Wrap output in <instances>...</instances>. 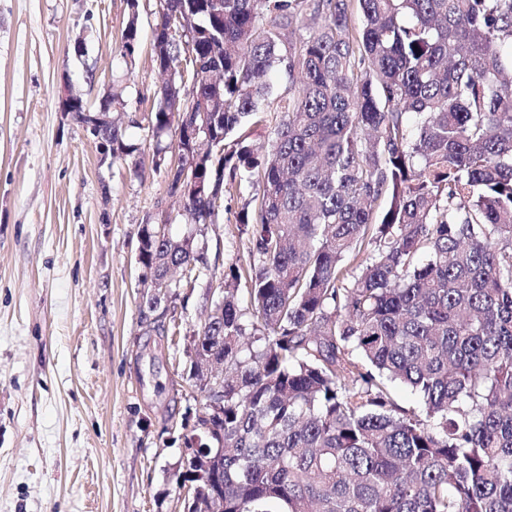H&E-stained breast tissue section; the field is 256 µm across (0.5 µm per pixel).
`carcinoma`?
Returning <instances> with one entry per match:
<instances>
[{"label": "carcinoma", "mask_w": 512, "mask_h": 512, "mask_svg": "<svg viewBox=\"0 0 512 512\" xmlns=\"http://www.w3.org/2000/svg\"><path fill=\"white\" fill-rule=\"evenodd\" d=\"M160 6L153 136L174 109L197 126L170 191L212 224L217 185L255 187L249 262L198 334L224 354V414L191 430L224 448V512H512V0ZM99 135L120 158L119 125ZM139 261L156 279L207 265L154 224ZM187 482L205 512L189 464Z\"/></svg>", "instance_id": "obj_1"}]
</instances>
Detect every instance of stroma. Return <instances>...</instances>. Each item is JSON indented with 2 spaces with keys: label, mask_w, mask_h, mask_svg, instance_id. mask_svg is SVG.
Instances as JSON below:
<instances>
[{
  "label": "stroma",
  "mask_w": 512,
  "mask_h": 512,
  "mask_svg": "<svg viewBox=\"0 0 512 512\" xmlns=\"http://www.w3.org/2000/svg\"><path fill=\"white\" fill-rule=\"evenodd\" d=\"M0 0V512H184V437L202 411L190 379L208 291L244 263L237 222L253 189L213 224L176 219L208 269L154 296L138 237L174 214L148 121L160 98L155 0ZM121 96L123 160L59 110Z\"/></svg>",
  "instance_id": "obj_1"
}]
</instances>
